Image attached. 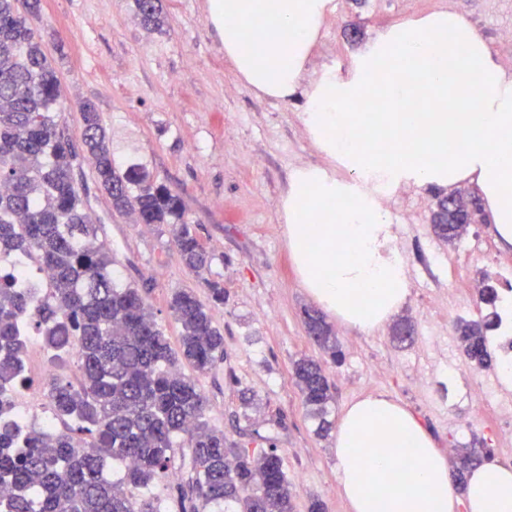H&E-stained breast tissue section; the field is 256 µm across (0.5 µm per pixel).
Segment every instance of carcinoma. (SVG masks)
<instances>
[{
	"instance_id": "obj_1",
	"label": "carcinoma",
	"mask_w": 512,
	"mask_h": 512,
	"mask_svg": "<svg viewBox=\"0 0 512 512\" xmlns=\"http://www.w3.org/2000/svg\"><path fill=\"white\" fill-rule=\"evenodd\" d=\"M159 0H135L141 23L159 29ZM33 14L38 0H0V259L36 261L51 274L49 289L21 276L0 275V512H161L134 490L165 478L178 440L191 449L188 487H178L179 512H197L196 500L228 504L232 512H295L291 483L278 450L244 448L205 419L206 397L197 376L224 357V336L209 308L190 289L176 290L169 308L181 328L173 349L142 293L112 276L115 259L91 222L79 183L83 161L119 213L138 224L169 226L182 263L201 275L213 262L181 194L155 183L143 168L123 169L112 155L100 113L83 104L81 144L60 121V83L41 41L19 8ZM466 208L440 204L433 215L442 238L462 235ZM483 322L463 323L458 339L479 368L493 359ZM309 338L335 362L336 336L317 310L305 311ZM39 336L55 360L77 353L79 386L52 380L46 397L64 430L45 436L14 422L19 389L26 383L28 338ZM185 364L192 374H185ZM294 378L318 432L333 401L321 362L302 358ZM469 448L455 481L487 457ZM126 463L114 482L108 459Z\"/></svg>"
}]
</instances>
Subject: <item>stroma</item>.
I'll list each match as a JSON object with an SVG mask.
<instances>
[{"label":"stroma","instance_id":"35a3bbf8","mask_svg":"<svg viewBox=\"0 0 512 512\" xmlns=\"http://www.w3.org/2000/svg\"><path fill=\"white\" fill-rule=\"evenodd\" d=\"M159 6V30L141 25L134 0H40L28 22L57 70L61 119L72 136L82 133L81 104L92 102L116 160L144 167L181 193L213 256L211 268L200 278L189 273L169 232L113 211L86 163L88 212L117 260L115 279L143 288L171 345L180 336L169 309L172 293L190 288L209 303L208 282L223 285L224 302L212 305L211 315L224 335V358L199 378L209 425L245 446L254 435L272 437L296 512H308L314 499L325 512H349L337 491L333 439L317 435L293 376L295 361L321 355L304 323L315 303L291 261L279 214L294 170L327 163L300 120L305 101L260 96L236 78L205 0H159ZM448 9L464 14L512 68V42L499 36L512 28V0L495 10L488 0H331L306 77L326 68L346 72L353 56L392 25ZM441 193L412 185L384 198L411 288L397 316L410 319L416 335L400 344L391 325L367 333L326 315L342 351L340 363L326 366L334 388L327 418L384 391L423 424L437 448H486L491 461L512 465V435L493 412L448 402L449 382L468 384L480 374L454 353L458 323L487 314L470 299V287L496 285L492 263L512 261V248L501 246L490 223L466 230L484 238L490 255L484 262L465 256L460 241L440 239L432 215ZM452 363L459 366L453 377Z\"/></svg>","mask_w":512,"mask_h":512}]
</instances>
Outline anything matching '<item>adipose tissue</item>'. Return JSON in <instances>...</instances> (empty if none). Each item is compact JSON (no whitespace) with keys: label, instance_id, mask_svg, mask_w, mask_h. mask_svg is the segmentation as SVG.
Masks as SVG:
<instances>
[{"label":"adipose tissue","instance_id":"obj_1","mask_svg":"<svg viewBox=\"0 0 512 512\" xmlns=\"http://www.w3.org/2000/svg\"><path fill=\"white\" fill-rule=\"evenodd\" d=\"M330 3L206 0V10L247 88L282 100L303 92L301 121L329 164L299 168L288 184V249L314 302L373 332L410 294L382 195L472 181L512 245V69L464 15L437 11L388 28L348 73L327 70L304 84ZM370 97L383 109L366 120L357 107ZM334 451L349 512H512V465H481L457 489L447 456L387 394L345 407ZM408 453L414 464L405 470Z\"/></svg>","mask_w":512,"mask_h":512}]
</instances>
